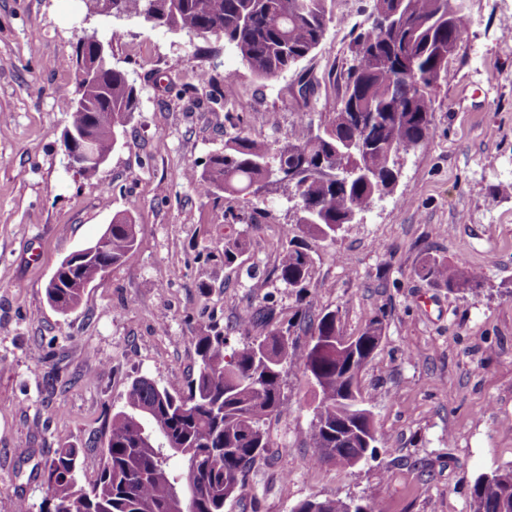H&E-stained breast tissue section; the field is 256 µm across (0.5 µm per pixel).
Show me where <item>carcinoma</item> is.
Instances as JSON below:
<instances>
[{
	"instance_id": "cac0c4a2",
	"label": "carcinoma",
	"mask_w": 512,
	"mask_h": 512,
	"mask_svg": "<svg viewBox=\"0 0 512 512\" xmlns=\"http://www.w3.org/2000/svg\"><path fill=\"white\" fill-rule=\"evenodd\" d=\"M120 0L128 15L187 36H216L231 45L259 78L296 67L318 48L328 21V0ZM393 23L359 33L352 47L344 95L318 122L302 115L288 141L274 147L238 132L212 154L202 170L187 177L205 195L248 193L269 180L271 164L294 173L288 193L302 203L294 228L323 240L351 224L376 199L391 191L401 154L431 139L433 92L445 81L448 56L467 31L466 0H375ZM412 58L414 66L402 60ZM137 106L136 88L125 73L103 71L98 85L77 79L67 103L69 124L96 138L100 154H110ZM136 225L129 216L112 219L104 252L90 260L73 259L46 289L61 315L81 301L82 286L99 279L133 249ZM314 265L306 250L286 247L276 271L286 284L305 291ZM418 274L454 293L474 290L483 273L428 258ZM305 322L309 343L297 348L290 332L272 329L231 355L224 330L207 325L194 336L199 366L185 389H168L141 378L128 390L123 407L108 424L109 455L101 460L89 487L76 477L79 449L64 446L46 462L42 512H170L169 504L196 464L194 512H224L245 488L270 447L267 421L288 413L281 395L288 366L317 386L308 432L313 465L355 466L360 452L375 458L381 442L372 413L365 407L355 373L375 357L383 332L380 318L366 324L355 349L336 357L343 331L328 312ZM348 424L369 437L365 450L336 447V424ZM150 433L144 440L140 431ZM161 467L163 479L148 472ZM472 512H512V465L478 477L471 492ZM292 512H348L340 498L304 500Z\"/></svg>"
}]
</instances>
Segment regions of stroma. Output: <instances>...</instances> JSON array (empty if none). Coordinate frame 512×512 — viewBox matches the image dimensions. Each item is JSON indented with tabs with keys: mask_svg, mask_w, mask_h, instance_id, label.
<instances>
[{
	"mask_svg": "<svg viewBox=\"0 0 512 512\" xmlns=\"http://www.w3.org/2000/svg\"><path fill=\"white\" fill-rule=\"evenodd\" d=\"M467 4L468 37L434 94V137L402 155L393 190L330 242L285 239L296 222L287 187L206 197L186 173L238 132L278 146L300 113L333 111L373 0H330L316 51L269 79L214 37L96 15L87 0H0V512L22 502L40 512L45 462L65 445L80 450L81 483L95 481L106 421L132 382L185 387L201 327L223 326L231 352L265 333L238 328L241 311L272 310L284 330L303 304L335 312L349 336L382 317L360 384L383 450L348 469L309 467L315 392L286 371L288 413L267 424L269 458L224 512H291L312 497L471 512L476 478L512 464V0ZM91 34L111 41L108 60L138 105L88 179L69 168L61 140L75 46ZM303 77L313 95L301 94ZM118 214L131 216L135 247L58 314L49 278ZM237 241L243 250L225 264ZM290 244L315 259L302 303L275 272ZM428 256L484 280L449 293L418 276Z\"/></svg>",
	"mask_w": 512,
	"mask_h": 512,
	"instance_id": "stroma-1",
	"label": "stroma"
}]
</instances>
